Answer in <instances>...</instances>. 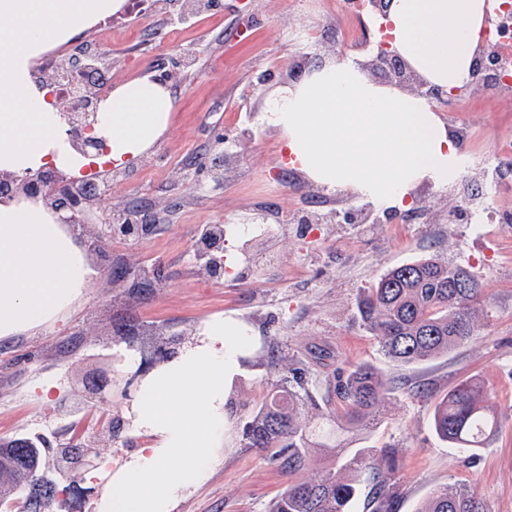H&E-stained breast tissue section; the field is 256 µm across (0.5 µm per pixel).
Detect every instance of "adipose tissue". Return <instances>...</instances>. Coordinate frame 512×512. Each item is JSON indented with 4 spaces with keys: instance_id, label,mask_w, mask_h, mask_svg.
<instances>
[{
    "instance_id": "ef3b65f1",
    "label": "adipose tissue",
    "mask_w": 512,
    "mask_h": 512,
    "mask_svg": "<svg viewBox=\"0 0 512 512\" xmlns=\"http://www.w3.org/2000/svg\"><path fill=\"white\" fill-rule=\"evenodd\" d=\"M122 0H0V170L73 168L79 160L57 106L33 82L45 46L64 41L120 9ZM490 0H393L381 39L427 81L465 88L481 45ZM363 56L314 69L267 101L264 120L278 129L290 163L307 180L403 206L424 184L447 185L459 148L424 98L371 81ZM174 98L146 75L97 106L96 133L112 160L138 156L165 130ZM92 272L88 255L58 215L39 202L0 203V338L33 330L78 302ZM249 345L227 318L142 383L133 424L150 436L111 473L99 512H171L199 483L224 439L225 401Z\"/></svg>"
}]
</instances>
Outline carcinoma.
I'll list each match as a JSON object with an SVG mask.
<instances>
[{
  "label": "carcinoma",
  "instance_id": "1",
  "mask_svg": "<svg viewBox=\"0 0 512 512\" xmlns=\"http://www.w3.org/2000/svg\"><path fill=\"white\" fill-rule=\"evenodd\" d=\"M470 281L471 288L458 283ZM484 290L465 269L428 257L400 265L383 274L357 302L361 323L378 339L385 356L403 364H418L447 355L475 336ZM392 381L368 364H358L340 376L337 398L342 411L328 409L316 421L304 417L309 393L281 385L253 408L242 437L250 448L269 452L270 460L291 475L309 465L312 453L328 447L335 437V420L342 415L351 425L368 420L385 401ZM499 418L487 404L483 381H460L434 408L438 437L466 457L486 447L498 433ZM340 465L336 471L292 482L269 506L268 512H349L361 485H372L374 512H395L384 490L381 462L357 450L343 454L334 446ZM41 463L37 445L27 439L0 440V485L23 491L29 469ZM417 512H491L477 494L459 485L435 490Z\"/></svg>",
  "mask_w": 512,
  "mask_h": 512
}]
</instances>
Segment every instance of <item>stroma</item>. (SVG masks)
Segmentation results:
<instances>
[{"label": "stroma", "mask_w": 512, "mask_h": 512, "mask_svg": "<svg viewBox=\"0 0 512 512\" xmlns=\"http://www.w3.org/2000/svg\"><path fill=\"white\" fill-rule=\"evenodd\" d=\"M207 13L178 22V0L157 12L86 28L80 52L95 55L117 81L161 72L176 102L157 142L102 172V193L91 201L89 223L72 236L92 255L93 272L82 299L31 332L0 338V438L46 437L65 448L81 438L96 466L72 478L52 454L45 467L59 492L51 512H98L108 488V463L128 459L148 441L135 430L132 404L150 370L161 365L157 348L180 352L205 324L224 318L249 328L250 345L226 400L227 441L198 485L173 512H266L291 478L264 451L246 447L244 418L284 374L268 368L277 347L300 369L320 408L337 406L338 372L365 363L394 387L367 431H350L353 448L389 451L395 469L387 490L396 512H416L434 489L456 484L482 497L491 512H512V223L449 222L450 208L473 201L498 207L497 189L485 185L503 143L512 142V93L470 95L458 112L437 106L452 131L468 129L462 166L447 186L418 189L411 209L389 218L368 200L303 182L291 190L276 177L286 160L278 133L263 120L261 102L272 87L288 84L290 69L323 54H371L361 34L376 35L367 16L337 12L333 0H209ZM253 19L237 27L240 13ZM275 71L272 85L257 78ZM312 199L336 216L315 236L306 223ZM159 212L149 234L118 235L106 245V218L137 207ZM369 211L373 222L348 224L346 211ZM224 224V254L233 267L215 273L199 237ZM267 237L247 239L251 226ZM436 256L474 275L484 289L481 329L447 356L413 365L387 358L361 326L356 302L387 270ZM252 259L247 278L236 268ZM123 268L131 276L112 278ZM108 372L111 383L94 379ZM481 377L502 425L476 463L438 438L433 410L461 378ZM52 382L43 394L44 382ZM104 426L87 429L88 421Z\"/></svg>", "instance_id": "1"}]
</instances>
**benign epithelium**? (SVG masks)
Returning <instances> with one entry per match:
<instances>
[{"label": "benign epithelium", "instance_id": "obj_1", "mask_svg": "<svg viewBox=\"0 0 512 512\" xmlns=\"http://www.w3.org/2000/svg\"><path fill=\"white\" fill-rule=\"evenodd\" d=\"M492 63L493 57L490 56L488 49H483L475 60L468 89L474 92H487L494 86L497 77L493 74ZM365 69L371 73H384L388 83L417 94L432 104L446 105L457 99L456 90H447L427 82L384 42L378 43L377 51L365 63ZM96 124L95 112H75L67 120L68 133H81L82 153L85 155L100 154L105 150L103 140L94 135ZM17 199L42 202L59 215L64 224L72 223L77 214L85 211L88 202L87 196L70 189L66 178L53 166L48 170H28L22 174L1 173L0 202ZM46 483L47 479L42 470L34 469L30 477L29 493L34 508L40 512L49 505V500L45 497Z\"/></svg>", "mask_w": 512, "mask_h": 512}]
</instances>
